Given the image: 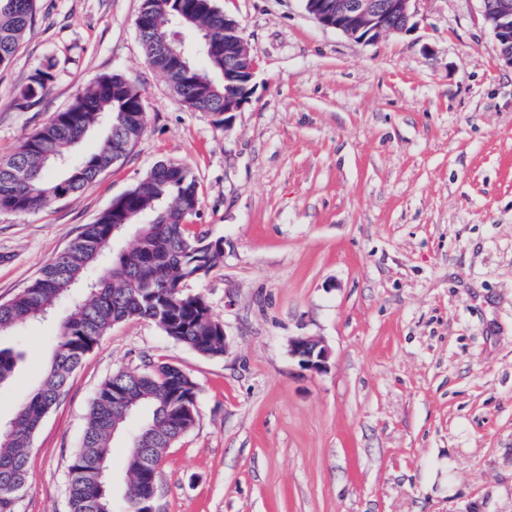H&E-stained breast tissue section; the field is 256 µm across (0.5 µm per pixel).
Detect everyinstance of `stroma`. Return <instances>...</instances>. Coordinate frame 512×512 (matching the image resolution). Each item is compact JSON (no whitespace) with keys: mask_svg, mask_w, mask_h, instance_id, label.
I'll use <instances>...</instances> for the list:
<instances>
[{"mask_svg":"<svg viewBox=\"0 0 512 512\" xmlns=\"http://www.w3.org/2000/svg\"><path fill=\"white\" fill-rule=\"evenodd\" d=\"M141 0H38L0 67V157L99 76L139 87L147 129L79 195L0 212V301L152 167L198 181L191 222L224 260L185 284L223 322L202 356L153 323L116 324L72 374L32 441L16 512H68L67 465L98 385L178 365L198 385L193 430L161 460L156 512H512V67L480 0H415V27L362 44L303 0H217L257 72L230 128L187 110L151 69ZM39 101L15 96L46 60ZM53 319L0 337L23 355L0 422L37 387ZM294 336L330 352L313 374ZM288 353L297 360L298 365L309 372H326L329 350L323 343L311 336H294L288 341Z\"/></svg>","mask_w":512,"mask_h":512,"instance_id":"stroma-1","label":"stroma"}]
</instances>
